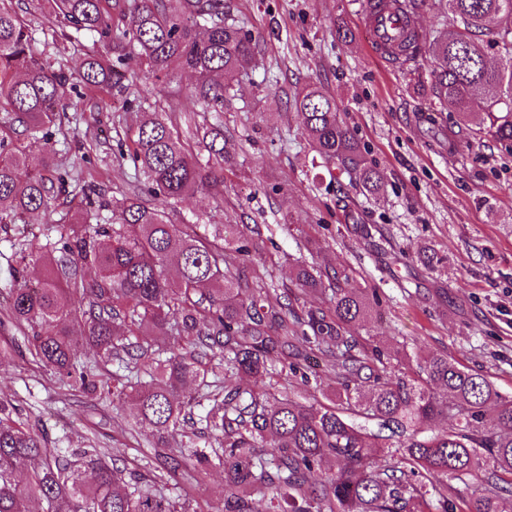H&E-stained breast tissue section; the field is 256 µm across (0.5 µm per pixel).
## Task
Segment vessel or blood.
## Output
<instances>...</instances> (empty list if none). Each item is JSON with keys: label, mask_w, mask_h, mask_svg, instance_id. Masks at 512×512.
Listing matches in <instances>:
<instances>
[{"label": "vessel or blood", "mask_w": 512, "mask_h": 512, "mask_svg": "<svg viewBox=\"0 0 512 512\" xmlns=\"http://www.w3.org/2000/svg\"><path fill=\"white\" fill-rule=\"evenodd\" d=\"M413 21L408 0H391L385 8L378 7L375 0H369L364 28L373 54L391 67H408L413 56L411 52L399 51L398 46L409 33Z\"/></svg>", "instance_id": "obj_1"}]
</instances>
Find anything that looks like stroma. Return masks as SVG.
Wrapping results in <instances>:
<instances>
[{"label":"stroma","instance_id":"35a3bbf8","mask_svg":"<svg viewBox=\"0 0 512 512\" xmlns=\"http://www.w3.org/2000/svg\"><path fill=\"white\" fill-rule=\"evenodd\" d=\"M367 0H224L227 22H243L254 60L236 74L220 114L226 153L210 159L197 140L185 153L224 179L223 194L204 189L167 207L171 223L214 235L229 228L258 242L240 264L245 275L267 269L291 284L298 262L346 270L353 285L376 290L381 315L363 333L391 355L447 351L461 365L488 375L512 396V150L477 141L476 123L434 106L429 59L406 71L388 68L367 49L362 27ZM35 39L44 65L77 72L89 52L108 57L110 40L67 38L48 22L46 0H12ZM348 38H341L340 29ZM127 94L147 98L153 111L179 125L195 112L188 93L195 76L172 67L152 77L129 55ZM320 87L336 102L383 191L367 194L354 176L321 160L309 144L294 104L298 89ZM69 111L52 135L61 141L55 171H90L105 197L119 198L136 180L118 162V146L140 113L116 109L109 94L67 93ZM372 228L371 242L348 232ZM33 216L0 229V289L13 287L18 245L43 233ZM435 251L437 268L421 256ZM0 399L55 448L94 446L111 451L134 477L155 467L150 432L137 423L132 401L109 402L64 383L33 361L15 326L0 314ZM160 489L179 512H220L224 466L186 467Z\"/></svg>","mask_w":512,"mask_h":512}]
</instances>
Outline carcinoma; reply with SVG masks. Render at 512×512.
Segmentation results:
<instances>
[{"mask_svg":"<svg viewBox=\"0 0 512 512\" xmlns=\"http://www.w3.org/2000/svg\"><path fill=\"white\" fill-rule=\"evenodd\" d=\"M54 21L75 33L112 37L114 57L87 56L77 76L40 63L29 30L17 11L0 6V112L24 130L47 129L60 117L65 89H124L126 55L137 52L159 77L176 62L196 73L191 99L212 112L224 111V83L250 66L252 38L224 22V0H52ZM453 31L433 39L432 89L438 103L467 121L482 117L478 133L512 148V0H448ZM498 48L504 63L486 60ZM314 151L377 194L382 178L366 164L360 145L336 112L335 102L308 84L294 97ZM206 151L224 160V132L188 130ZM181 132L151 113L119 153L138 172V184L112 202V220L101 217V190L81 186L85 213L70 232L30 241L46 259L44 272L23 281L7 309L26 331L29 352L42 365L106 400H133L139 424L155 437V484L208 455L197 449L195 426L224 432L212 449L224 463L223 512H457L448 480L484 472L488 488L467 512H502L499 499L512 494V399L482 373L448 358L446 351L404 356L396 363L359 333L378 311L376 292L352 286L345 271L299 266L295 283L304 293L328 296L327 308L297 312L288 289L257 273L242 279L226 236L202 237L194 224H172L165 208L143 201L148 192L175 201L202 185L218 188L180 146ZM56 153L45 132L37 167L19 139L0 134V224L52 214L50 199L68 188L66 175L48 176ZM27 170L20 176L21 170ZM176 267L172 281L167 269ZM97 270L89 282L84 269ZM80 295L74 307L71 296ZM83 333L70 335L67 322ZM96 352L81 360L76 342ZM329 362L336 384L331 407L304 405L291 397L304 352ZM210 368L200 371L201 359ZM112 362V381L98 377L100 362ZM268 377L280 386L272 399L224 378ZM189 378L200 379L208 409L179 401ZM495 407L491 419L485 409ZM15 407L0 400V512H23L27 500L45 512H178L176 503L153 489L125 490L116 459L98 448L64 453L13 418ZM449 416L448 430H432ZM191 431H186L187 425ZM387 457L374 461L373 449ZM329 468L315 482L309 475Z\"/></svg>","mask_w":512,"mask_h":512,"instance_id":"1","label":"carcinoma"}]
</instances>
